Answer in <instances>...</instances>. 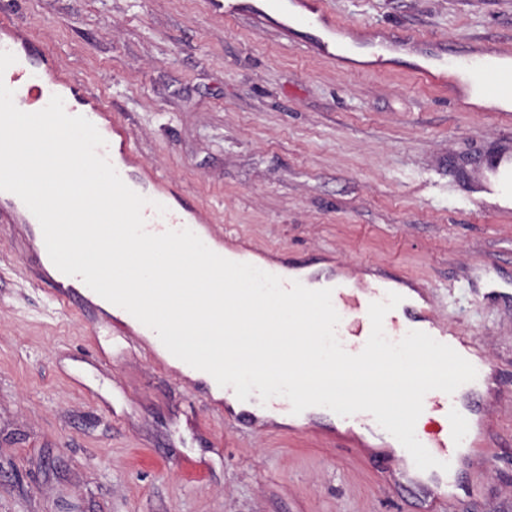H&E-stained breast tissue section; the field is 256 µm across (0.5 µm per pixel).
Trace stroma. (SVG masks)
Segmentation results:
<instances>
[{"label":"stroma","instance_id":"stroma-1","mask_svg":"<svg viewBox=\"0 0 512 512\" xmlns=\"http://www.w3.org/2000/svg\"><path fill=\"white\" fill-rule=\"evenodd\" d=\"M270 19L208 0H0L124 119L144 164L256 254L394 271L470 336L507 393L497 442L456 512H512V214L477 190L512 148L496 112H461L408 60L343 71ZM338 41L377 27L452 51L512 40V0H328ZM36 240L0 221V512H416L380 463L312 423L247 431L101 308L58 305ZM211 12L214 15L228 18H235L242 14L250 13L253 17L268 21L263 12H254L255 8L249 7L242 0H210Z\"/></svg>","mask_w":512,"mask_h":512}]
</instances>
